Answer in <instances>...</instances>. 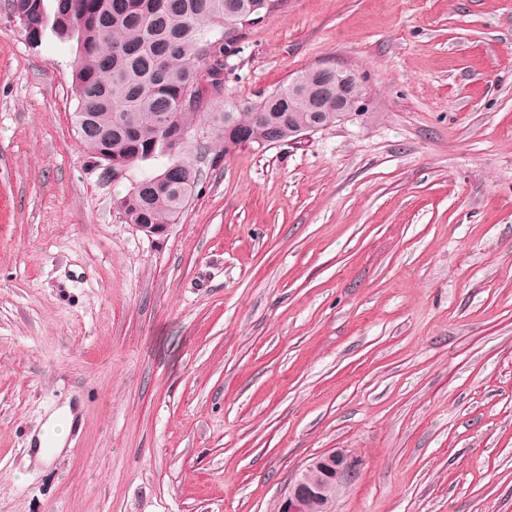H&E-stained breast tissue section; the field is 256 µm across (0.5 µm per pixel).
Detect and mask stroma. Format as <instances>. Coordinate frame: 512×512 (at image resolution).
<instances>
[{
    "mask_svg": "<svg viewBox=\"0 0 512 512\" xmlns=\"http://www.w3.org/2000/svg\"><path fill=\"white\" fill-rule=\"evenodd\" d=\"M224 99L352 70L365 115L217 164L165 236L0 0V512H512V0H285ZM75 405L46 460L31 445ZM73 419L74 415L71 412L69 406H66L60 411L53 413L47 419L37 437L38 443H40L41 447H43L46 435L51 433L54 436V448L50 442L45 445V448H40L38 454L40 459H45L48 451L46 448H52L54 450H60L62 448V446L66 443L67 437L70 433ZM359 465L336 448L314 457L289 487L278 512H333L336 494L356 477Z\"/></svg>",
    "mask_w": 512,
    "mask_h": 512,
    "instance_id": "stroma-1",
    "label": "stroma"
}]
</instances>
